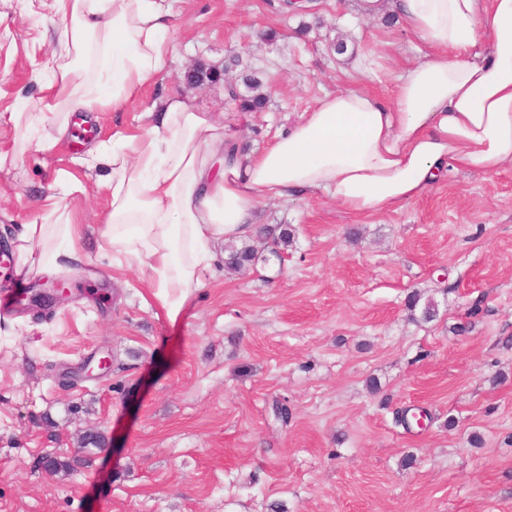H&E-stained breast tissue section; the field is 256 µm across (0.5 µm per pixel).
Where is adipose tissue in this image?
I'll return each mask as SVG.
<instances>
[{"mask_svg":"<svg viewBox=\"0 0 512 512\" xmlns=\"http://www.w3.org/2000/svg\"><path fill=\"white\" fill-rule=\"evenodd\" d=\"M62 20L48 66L66 114L123 109L170 53L171 0H53ZM429 49L393 101L325 94L260 153L183 95L154 101L151 130L90 150L111 165L106 244L136 262L169 320L189 304L217 245L247 239L260 198L322 193L355 215L404 206L449 169L512 168V0H395Z\"/></svg>","mask_w":512,"mask_h":512,"instance_id":"obj_1","label":"adipose tissue"}]
</instances>
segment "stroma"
I'll return each instance as SVG.
<instances>
[{
	"label": "stroma",
	"instance_id": "1",
	"mask_svg": "<svg viewBox=\"0 0 512 512\" xmlns=\"http://www.w3.org/2000/svg\"><path fill=\"white\" fill-rule=\"evenodd\" d=\"M51 3L0 0V237L42 222L41 200L56 193L50 244L76 225L85 260L55 274L67 301L0 317V512H512L511 168L450 172L367 218L322 194L262 201L257 226L294 233L281 264L234 273L216 257L175 322L100 236L109 166L59 193L88 147L147 133V108L170 91L257 151L325 93L392 98L427 52L397 13H361L360 0L286 11L280 0H174L156 83L44 151L37 140L55 133L43 110L60 26ZM232 54L268 94L245 120L223 83L186 81ZM415 291L434 299L433 320L412 319ZM413 406L430 413L426 427L395 424Z\"/></svg>",
	"mask_w": 512,
	"mask_h": 512
}]
</instances>
